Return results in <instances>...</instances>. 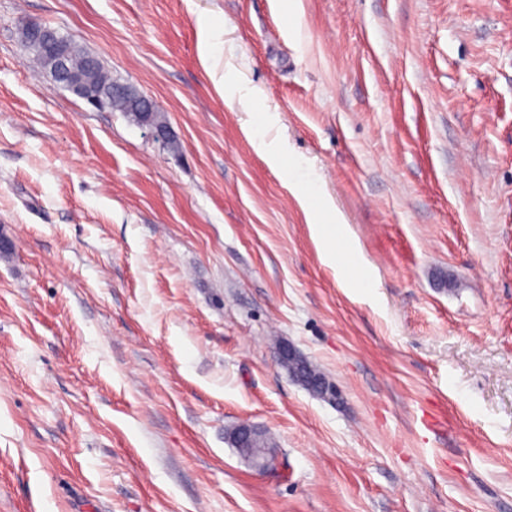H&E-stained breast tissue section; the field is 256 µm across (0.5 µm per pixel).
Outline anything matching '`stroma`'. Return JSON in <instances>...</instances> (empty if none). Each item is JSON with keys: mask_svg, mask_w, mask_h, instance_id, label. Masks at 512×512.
Returning a JSON list of instances; mask_svg holds the SVG:
<instances>
[{"mask_svg": "<svg viewBox=\"0 0 512 512\" xmlns=\"http://www.w3.org/2000/svg\"><path fill=\"white\" fill-rule=\"evenodd\" d=\"M32 20L171 143L34 71ZM0 228V512H512V0H0ZM288 179L299 188L301 196L311 206L321 197V191L316 181L303 174L295 163L289 164Z\"/></svg>", "mask_w": 512, "mask_h": 512, "instance_id": "35a3bbf8", "label": "stroma"}]
</instances>
